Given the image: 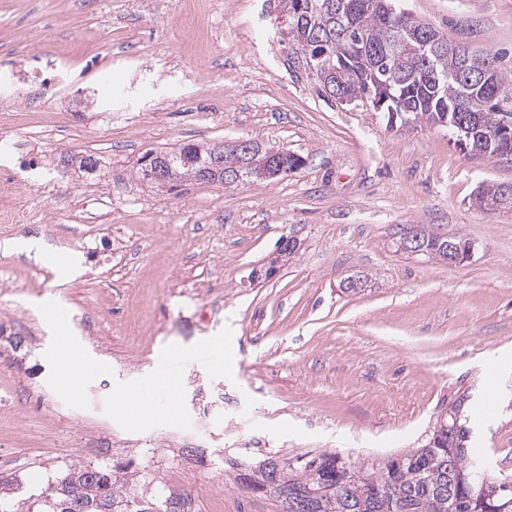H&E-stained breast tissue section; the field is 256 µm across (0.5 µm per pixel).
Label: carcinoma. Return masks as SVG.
<instances>
[{"mask_svg": "<svg viewBox=\"0 0 512 512\" xmlns=\"http://www.w3.org/2000/svg\"><path fill=\"white\" fill-rule=\"evenodd\" d=\"M288 9L279 28L288 69L314 75L323 95L369 104L387 114V125L405 129L440 123L455 133L474 123L466 148L478 154L512 152V70L498 57L470 48L396 7L393 0H278ZM492 71V78L481 79ZM181 174L209 169L223 182L238 163L230 150L214 152L189 142L164 153ZM462 404L438 420L425 445L383 463H355L338 453L268 457L241 485L274 493L284 512H512V481L472 473L460 423ZM129 465L77 464L47 477L44 512H194L191 494L163 486L130 493Z\"/></svg>", "mask_w": 512, "mask_h": 512, "instance_id": "1", "label": "carcinoma"}]
</instances>
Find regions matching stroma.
Returning a JSON list of instances; mask_svg holds the SVG:
<instances>
[{
	"label": "stroma",
	"instance_id": "stroma-1",
	"mask_svg": "<svg viewBox=\"0 0 512 512\" xmlns=\"http://www.w3.org/2000/svg\"><path fill=\"white\" fill-rule=\"evenodd\" d=\"M399 5L512 65V0ZM276 16L269 0H0V129L31 141L23 160L0 141V183L26 181L34 218L0 223V242L33 245L0 251V398L15 402L0 473L118 460L199 512H283L241 488L259 460L407 452L492 381L470 444L512 478V208L474 200L512 184V163L328 101L289 72ZM241 138L303 163L175 191L138 171L152 151ZM413 226L471 257L397 251ZM288 239L297 253L265 276Z\"/></svg>",
	"mask_w": 512,
	"mask_h": 512
}]
</instances>
